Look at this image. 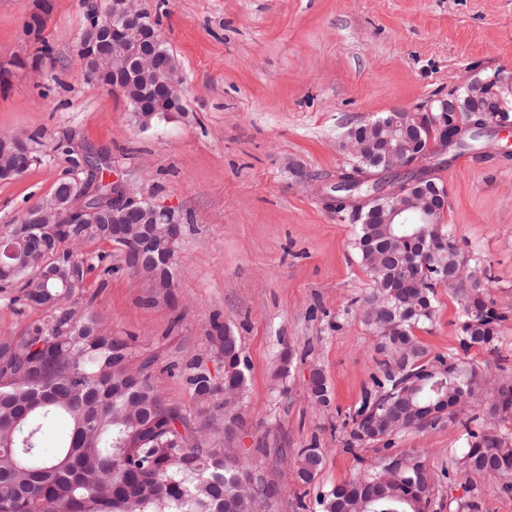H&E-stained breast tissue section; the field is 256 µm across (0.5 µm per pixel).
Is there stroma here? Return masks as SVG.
Listing matches in <instances>:
<instances>
[{
  "instance_id": "35a3bbf8",
  "label": "stroma",
  "mask_w": 512,
  "mask_h": 512,
  "mask_svg": "<svg viewBox=\"0 0 512 512\" xmlns=\"http://www.w3.org/2000/svg\"><path fill=\"white\" fill-rule=\"evenodd\" d=\"M182 75L181 112L142 127L126 98L86 80L76 46L86 0H0V135L33 139L39 157L0 181V233L49 197L75 169L60 143L108 156L109 173L136 196L185 217L173 304H144L142 279L107 243L84 246L112 276L90 274L91 308L117 336H136L165 397L190 413L179 371L197 358L223 373L206 334L238 336L246 359L245 456L280 488L269 512H313L317 494L354 477L374 443L346 451L344 424L376 374L377 336L353 298L370 277L353 242L357 224L330 209L351 167L353 126L417 111L470 77L512 79V0H144ZM495 138L490 156L449 159L432 141L426 164L448 194L443 216L458 246L481 258L508 316L495 352L462 350L459 295L435 290L433 322L414 328L429 356L463 354L512 384V159ZM322 370L330 403L308 377ZM464 430L440 420L394 437L422 448L433 471L430 512H512V487L452 469ZM325 464L312 484L289 467L310 444Z\"/></svg>"
}]
</instances>
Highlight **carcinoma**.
<instances>
[{
    "instance_id": "cac0c4a2",
    "label": "carcinoma",
    "mask_w": 512,
    "mask_h": 512,
    "mask_svg": "<svg viewBox=\"0 0 512 512\" xmlns=\"http://www.w3.org/2000/svg\"><path fill=\"white\" fill-rule=\"evenodd\" d=\"M477 133L466 142L448 145L458 154L487 155L491 135L482 132L481 114L460 113ZM378 203L364 207L354 239L360 263L372 287L358 299L363 320L378 337L381 376H372L378 390L366 392L356 412L347 450L378 442L364 433L373 428L381 440L407 432L401 423L410 415V429L424 431L441 419L464 428V449L451 457L457 469L490 479L512 477V435L491 429L487 420L512 417V385L461 361L457 354L430 362L413 329L433 321L434 288L459 271L456 290L463 318L459 324L464 348L496 349L503 323L491 296L493 275L483 261L463 252L450 237L448 225L423 224L426 242L448 239L447 255L421 258L423 240L410 236L388 240L383 225L373 222ZM158 241L180 237L183 225L159 224ZM54 239L51 278L39 277V259L26 237ZM16 254L0 266V290L26 281L24 304L44 311L20 336H0V512H250L239 498L257 472L241 458L221 428L240 418L239 408L217 419L214 400L224 389L242 393L245 358H237L240 341L228 328L213 323L208 340L228 357L224 382L212 378L204 364L192 360L182 371L195 399L187 415L168 402L152 379V360L135 364L134 337L114 336L97 314L85 306L88 275L96 269L74 246L112 243L108 224H44L19 228ZM309 390L326 404L328 386L322 371L311 373ZM496 389L484 404L477 397ZM57 435L54 450L44 447ZM324 463L316 444L298 450L291 463L294 481L309 485ZM396 465L395 482L384 480V466ZM432 476L426 455L416 449L378 457L366 473L322 493L319 512H358L367 499L368 512H428L431 486L417 483Z\"/></svg>"
}]
</instances>
